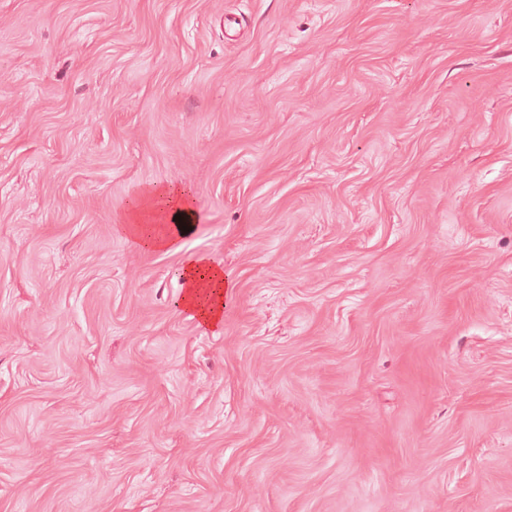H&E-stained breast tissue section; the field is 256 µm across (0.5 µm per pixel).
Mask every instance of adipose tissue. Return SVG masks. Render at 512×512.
<instances>
[{"label": "adipose tissue", "mask_w": 512, "mask_h": 512, "mask_svg": "<svg viewBox=\"0 0 512 512\" xmlns=\"http://www.w3.org/2000/svg\"><path fill=\"white\" fill-rule=\"evenodd\" d=\"M201 220L189 189L171 183L153 184L143 188L116 217L115 230L141 252L172 251L183 238L184 227L195 226ZM181 278V306L193 312L202 325L218 327L226 286L223 270L194 261L183 268Z\"/></svg>", "instance_id": "adipose-tissue-1"}]
</instances>
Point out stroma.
<instances>
[{
    "label": "stroma",
    "mask_w": 512,
    "mask_h": 512,
    "mask_svg": "<svg viewBox=\"0 0 512 512\" xmlns=\"http://www.w3.org/2000/svg\"><path fill=\"white\" fill-rule=\"evenodd\" d=\"M0 512H512V0H0ZM176 215L190 228L188 233L181 230ZM202 219L189 189L155 183L143 188L116 217L115 231L141 252L172 251ZM183 292L180 305L195 314L202 325L216 328L223 318L224 271L202 261H193L182 269Z\"/></svg>",
    "instance_id": "35a3bbf8"
}]
</instances>
